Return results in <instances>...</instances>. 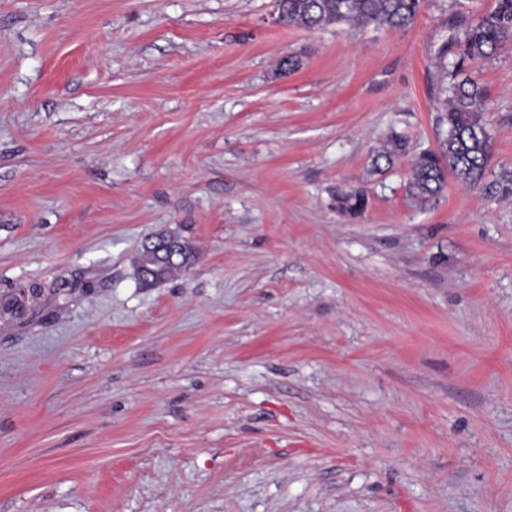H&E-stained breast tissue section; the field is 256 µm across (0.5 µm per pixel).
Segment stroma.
<instances>
[{
    "label": "stroma",
    "mask_w": 512,
    "mask_h": 512,
    "mask_svg": "<svg viewBox=\"0 0 512 512\" xmlns=\"http://www.w3.org/2000/svg\"><path fill=\"white\" fill-rule=\"evenodd\" d=\"M494 5L0 0V512H512V198L371 165L436 147L449 18ZM470 69L491 181L512 44ZM161 228L197 259L146 288ZM424 0H279L278 20L308 30L333 24L402 28L418 18ZM409 153L410 145L408 141L403 136L391 132L380 142L373 163L377 170H381V163L384 161L388 169L397 161L407 158ZM338 209L351 218L360 216L369 204L367 191L353 188L337 196Z\"/></svg>",
    "instance_id": "1"
}]
</instances>
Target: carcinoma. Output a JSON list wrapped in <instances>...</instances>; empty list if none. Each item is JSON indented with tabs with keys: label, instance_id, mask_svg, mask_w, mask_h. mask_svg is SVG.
<instances>
[{
	"label": "carcinoma",
	"instance_id": "1",
	"mask_svg": "<svg viewBox=\"0 0 512 512\" xmlns=\"http://www.w3.org/2000/svg\"><path fill=\"white\" fill-rule=\"evenodd\" d=\"M424 0H279L278 20L308 30L333 24L357 28L373 24L402 28L418 18ZM512 43V0H496L490 11L451 24L448 42L439 50L441 79L437 86L434 127L437 148L410 153L408 141L392 132L380 142L373 163L392 167L408 159L407 193L415 202L436 201L446 187L448 174L464 186L477 187L485 176L491 158V141L484 112L487 94L468 74L478 60ZM492 189L502 197L512 196V171L501 170ZM338 209L351 218L360 216L369 204L367 191L353 188L337 196ZM181 260L167 265L158 281H144L152 287L185 272L195 261L192 245L184 244Z\"/></svg>",
	"mask_w": 512,
	"mask_h": 512
}]
</instances>
